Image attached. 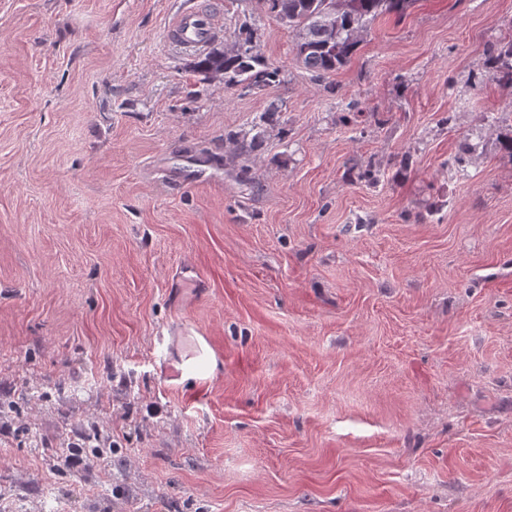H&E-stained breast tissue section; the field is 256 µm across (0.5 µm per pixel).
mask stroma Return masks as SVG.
<instances>
[{
  "label": "stroma",
  "instance_id": "1",
  "mask_svg": "<svg viewBox=\"0 0 512 512\" xmlns=\"http://www.w3.org/2000/svg\"><path fill=\"white\" fill-rule=\"evenodd\" d=\"M208 2L275 83L200 80L195 0H0V512H512V0L323 79ZM217 34L215 15L203 7L183 11L166 31L167 39L174 45L196 52L204 51ZM486 68L493 71V75L506 87H512V40L493 49L488 57Z\"/></svg>",
  "mask_w": 512,
  "mask_h": 512
}]
</instances>
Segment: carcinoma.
Wrapping results in <instances>:
<instances>
[{
    "mask_svg": "<svg viewBox=\"0 0 512 512\" xmlns=\"http://www.w3.org/2000/svg\"><path fill=\"white\" fill-rule=\"evenodd\" d=\"M296 35V53L306 69L320 78L343 67L360 44V33L378 16L401 14L409 0H258ZM486 67L498 81L512 87V40L493 49ZM207 79L226 86L247 84L262 89L279 76L253 44V33L230 48L214 51L195 63Z\"/></svg>",
    "mask_w": 512,
    "mask_h": 512,
    "instance_id": "1",
    "label": "carcinoma"
}]
</instances>
